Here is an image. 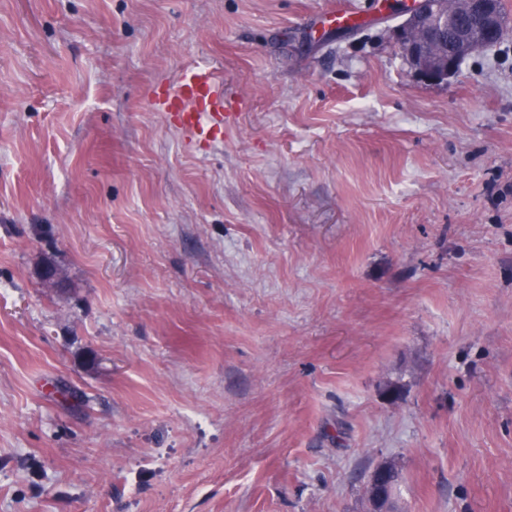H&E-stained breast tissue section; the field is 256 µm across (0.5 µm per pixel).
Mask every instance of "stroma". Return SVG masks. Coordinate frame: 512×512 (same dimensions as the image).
Listing matches in <instances>:
<instances>
[{
  "label": "stroma",
  "instance_id": "obj_1",
  "mask_svg": "<svg viewBox=\"0 0 512 512\" xmlns=\"http://www.w3.org/2000/svg\"><path fill=\"white\" fill-rule=\"evenodd\" d=\"M331 2L0 0V512H512V29ZM399 37L418 75L430 83L448 79L466 55L498 42L505 31L504 13L499 0H417ZM466 22L452 29L459 19ZM451 29L458 36L448 43V54L439 53L437 36ZM453 30V31H452ZM158 112L174 113L182 130L198 143L224 137V86L212 69L188 67L179 82L150 98ZM389 469L393 468L389 466L380 467L376 470V474L371 476L368 485V496L374 506V512L383 511L381 508L386 502L388 494L385 489L387 484L395 477L394 474L387 472Z\"/></svg>",
  "mask_w": 512,
  "mask_h": 512
}]
</instances>
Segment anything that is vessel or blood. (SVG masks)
<instances>
[{
  "label": "vessel or blood",
  "instance_id": "1",
  "mask_svg": "<svg viewBox=\"0 0 512 512\" xmlns=\"http://www.w3.org/2000/svg\"><path fill=\"white\" fill-rule=\"evenodd\" d=\"M156 111L174 114L182 128L196 142L223 137L229 114L224 105V86L212 69L188 67L176 85L155 94Z\"/></svg>",
  "mask_w": 512,
  "mask_h": 512
}]
</instances>
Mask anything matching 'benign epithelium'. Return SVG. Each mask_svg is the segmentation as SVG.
Masks as SVG:
<instances>
[{"mask_svg":"<svg viewBox=\"0 0 512 512\" xmlns=\"http://www.w3.org/2000/svg\"><path fill=\"white\" fill-rule=\"evenodd\" d=\"M448 29L457 37L448 43V53H439L435 50L438 35ZM504 31L498 0H417L415 10L400 27L399 37L418 75L430 83H440L455 72L462 58L499 41ZM393 479L387 466L371 476L368 496L374 512H381L387 484Z\"/></svg>","mask_w":512,"mask_h":512,"instance_id":"1","label":"benign epithelium"}]
</instances>
